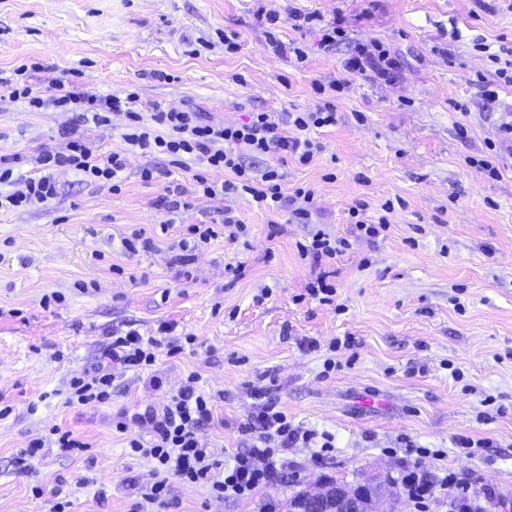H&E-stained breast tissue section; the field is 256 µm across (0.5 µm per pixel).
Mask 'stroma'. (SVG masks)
Here are the masks:
<instances>
[{"mask_svg":"<svg viewBox=\"0 0 512 512\" xmlns=\"http://www.w3.org/2000/svg\"><path fill=\"white\" fill-rule=\"evenodd\" d=\"M294 12L342 20L346 44L321 49L317 30L293 26ZM228 35L236 51L225 50ZM277 41L298 42L305 62L275 51ZM352 42L389 48L396 80L345 72ZM511 56L506 0H0V78L24 63L41 88L64 76L87 95L132 92L232 124L259 110L316 111L317 86L344 83L335 125L310 132L314 160L283 166L289 186L316 190L310 223L238 196L189 194L161 232L160 199L192 173L147 150L130 157L120 193L66 170L51 204L0 211V408L10 409L0 512H52L58 489L71 512H129L156 476L113 423L149 437L136 414L162 411L192 372L215 397L202 430L211 446L250 447L240 426L271 403L331 435L335 449L324 464L314 449H289L287 480L249 499L174 483L169 512H287L302 486L395 483L407 465L470 483L487 512H512V142L502 132L512 85L496 75ZM126 124L115 112L82 127L74 111L36 109L0 87V155L62 149L77 127L106 156L123 148ZM146 167L160 169L156 182H142ZM359 203L386 217L383 235H352L348 211ZM228 211L246 241L220 237L181 262L188 228L223 223ZM320 229L348 248L332 262L300 259L297 243ZM135 232L150 250L125 249ZM239 263L244 276H229ZM324 272L336 285L329 305L307 296ZM162 321L195 338L159 356L162 388L150 371L117 368L111 402L67 404L70 380L105 365L114 330L146 335ZM55 425L90 451L47 448L19 469V449Z\"/></svg>","mask_w":512,"mask_h":512,"instance_id":"stroma-1","label":"stroma"}]
</instances>
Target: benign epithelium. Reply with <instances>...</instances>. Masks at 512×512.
<instances>
[{
	"instance_id": "obj_1",
	"label": "benign epithelium",
	"mask_w": 512,
	"mask_h": 512,
	"mask_svg": "<svg viewBox=\"0 0 512 512\" xmlns=\"http://www.w3.org/2000/svg\"><path fill=\"white\" fill-rule=\"evenodd\" d=\"M288 512H398V499L384 484L328 480L316 491L302 490L288 503Z\"/></svg>"
}]
</instances>
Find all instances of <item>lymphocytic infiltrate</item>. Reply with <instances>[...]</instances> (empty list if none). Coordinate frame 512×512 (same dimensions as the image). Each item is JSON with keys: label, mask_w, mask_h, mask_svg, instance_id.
<instances>
[{"label": "lymphocytic infiltrate", "mask_w": 512, "mask_h": 512, "mask_svg": "<svg viewBox=\"0 0 512 512\" xmlns=\"http://www.w3.org/2000/svg\"><path fill=\"white\" fill-rule=\"evenodd\" d=\"M399 61L383 46L355 44L344 68L347 73L370 77L380 82L391 81ZM13 97L25 99L29 106L45 102L64 107L80 105L84 122L102 125L115 112L125 113L128 124L122 135L124 148L107 157H99L89 140L80 133H68L65 150H43L32 156L35 176L15 172L19 156L0 155V210L34 208L47 205L57 195L56 175L62 170L79 172L86 183L119 193L128 159L140 150L167 157L179 166L201 165L193 174L191 187L174 186L173 195L193 192L209 197L234 194L251 197L274 213H287L293 224L309 223L315 206V191L308 186L286 189L285 176L279 167L259 170L247 165L244 153L254 156L275 155L280 160L294 158L306 164L319 149L309 131L335 124L333 104L314 112H251L245 121L226 125L204 119L200 113L166 109L158 104H140L136 94L125 97L82 95L67 79L55 81L49 89L31 86L13 88ZM225 173L223 182L206 178V171ZM174 326L160 323L156 335L144 336L129 329L114 336L107 350L112 363L124 368L155 365L159 351L174 355L179 345L173 339ZM112 375L97 372L71 379L67 402L72 406L94 408L110 402ZM211 394L199 386L197 374H189L172 394L162 415H149L150 438L130 436L128 446L137 456L153 463L158 481L142 493L130 512H154L155 507L168 506L171 480L209 486L214 497L239 499L252 497L257 490L283 479L285 462L282 452L291 448H309L315 443L333 445L331 436L317 437L315 431L293 425L285 412L274 406H262L241 426L251 436L253 445L236 453L231 462H223L218 451L203 438L201 429L212 418ZM402 485L410 499L423 502L435 489H453V503L459 512L471 508L469 486L464 482L444 479L429 481L417 468H405Z\"/></svg>", "instance_id": "f902f5d3"}]
</instances>
